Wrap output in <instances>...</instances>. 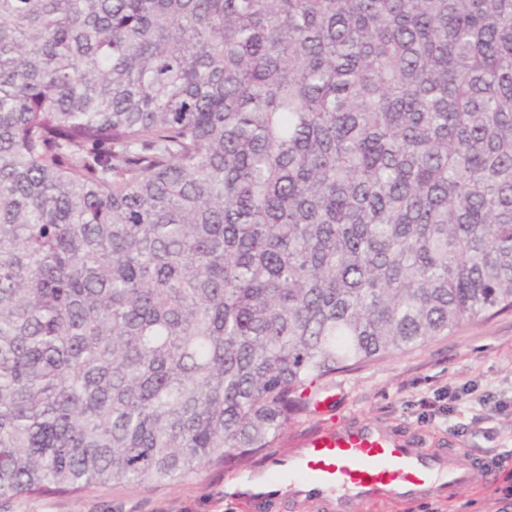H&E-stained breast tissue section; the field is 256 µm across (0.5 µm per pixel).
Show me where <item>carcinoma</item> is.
Here are the masks:
<instances>
[{
	"label": "carcinoma",
	"instance_id": "cac0c4a2",
	"mask_svg": "<svg viewBox=\"0 0 512 512\" xmlns=\"http://www.w3.org/2000/svg\"><path fill=\"white\" fill-rule=\"evenodd\" d=\"M509 310L512 0H0V499Z\"/></svg>",
	"mask_w": 512,
	"mask_h": 512
}]
</instances>
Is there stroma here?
Returning a JSON list of instances; mask_svg holds the SVG:
<instances>
[{
  "label": "stroma",
  "mask_w": 512,
  "mask_h": 512,
  "mask_svg": "<svg viewBox=\"0 0 512 512\" xmlns=\"http://www.w3.org/2000/svg\"><path fill=\"white\" fill-rule=\"evenodd\" d=\"M447 387L446 413L427 402ZM326 390L336 395L329 414L289 421L276 450L322 423L371 421L414 440L419 447L445 448L473 463L471 484L456 497L407 505L357 504L356 512H512V498L491 500L494 489L512 488V312L472 322L412 350L336 374ZM504 459L496 473L482 463ZM256 459L202 469L181 483L97 485L72 495L0 500V512H251L240 488L241 474L258 472Z\"/></svg>",
  "instance_id": "stroma-1"
}]
</instances>
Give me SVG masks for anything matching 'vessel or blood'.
Wrapping results in <instances>:
<instances>
[{"label": "vessel or blood", "instance_id": "1", "mask_svg": "<svg viewBox=\"0 0 512 512\" xmlns=\"http://www.w3.org/2000/svg\"><path fill=\"white\" fill-rule=\"evenodd\" d=\"M275 477L247 481L251 507L280 495L299 504L313 499L323 512H354L359 503L448 498L470 480L447 451L427 452L372 423L318 427L287 456L272 455Z\"/></svg>", "mask_w": 512, "mask_h": 512}]
</instances>
